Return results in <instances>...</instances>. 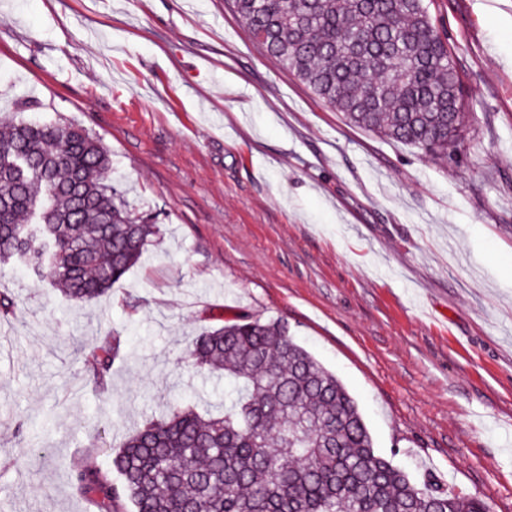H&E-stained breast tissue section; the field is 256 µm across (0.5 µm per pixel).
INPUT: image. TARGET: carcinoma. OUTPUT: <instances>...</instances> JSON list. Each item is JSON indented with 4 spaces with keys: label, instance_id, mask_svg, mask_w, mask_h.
I'll list each match as a JSON object with an SVG mask.
<instances>
[{
    "label": "carcinoma",
    "instance_id": "obj_1",
    "mask_svg": "<svg viewBox=\"0 0 512 512\" xmlns=\"http://www.w3.org/2000/svg\"><path fill=\"white\" fill-rule=\"evenodd\" d=\"M261 52L353 125L439 159L466 115L448 38L426 0H227ZM152 219L126 208L107 149L71 123L0 124V266L69 300L112 291ZM120 342L90 351L103 385ZM198 371L233 383L218 411L174 408L126 436L109 467L70 465L99 512H489L481 497L415 486L378 452L355 399L277 320L236 317L194 337Z\"/></svg>",
    "mask_w": 512,
    "mask_h": 512
}]
</instances>
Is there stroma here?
<instances>
[{"label":"stroma","instance_id":"1","mask_svg":"<svg viewBox=\"0 0 512 512\" xmlns=\"http://www.w3.org/2000/svg\"><path fill=\"white\" fill-rule=\"evenodd\" d=\"M430 13L464 85L445 162L351 125L225 0H0V120L83 126L156 222L92 303L0 268V512H95L69 464L223 395L186 351L238 316L281 321L415 485L512 512V0ZM120 342L113 338L90 351V370L97 383L104 386L111 374L112 363L119 352Z\"/></svg>","mask_w":512,"mask_h":512}]
</instances>
